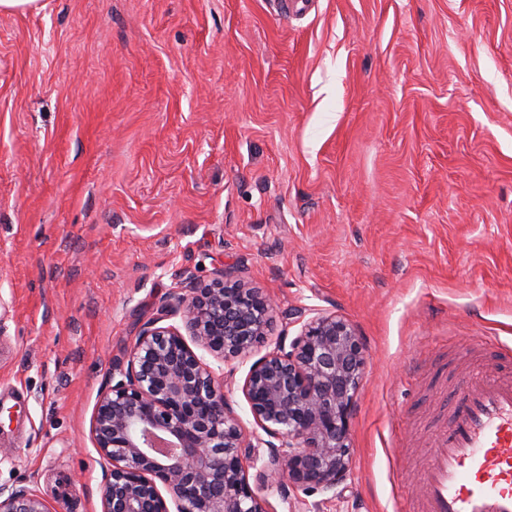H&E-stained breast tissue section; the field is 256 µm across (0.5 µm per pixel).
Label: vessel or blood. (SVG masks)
I'll return each mask as SVG.
<instances>
[{"label": "vessel or blood", "instance_id": "vessel-or-blood-1", "mask_svg": "<svg viewBox=\"0 0 512 512\" xmlns=\"http://www.w3.org/2000/svg\"><path fill=\"white\" fill-rule=\"evenodd\" d=\"M419 482L420 512H512V379L466 388Z\"/></svg>", "mask_w": 512, "mask_h": 512}]
</instances>
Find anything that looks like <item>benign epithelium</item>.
Returning a JSON list of instances; mask_svg holds the SVG:
<instances>
[{
	"mask_svg": "<svg viewBox=\"0 0 512 512\" xmlns=\"http://www.w3.org/2000/svg\"><path fill=\"white\" fill-rule=\"evenodd\" d=\"M274 312L269 296L218 269L206 283L187 274L142 324L91 419L106 474L101 512H268L258 486L269 481L337 494L366 367L354 325L318 312L252 362L242 393L265 439L245 432L224 380L197 353L251 358ZM0 512L52 510L35 492L0 486Z\"/></svg>",
	"mask_w": 512,
	"mask_h": 512,
	"instance_id": "benign-epithelium-1",
	"label": "benign epithelium"
}]
</instances>
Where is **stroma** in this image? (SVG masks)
<instances>
[{
	"label": "stroma",
	"mask_w": 512,
	"mask_h": 512,
	"mask_svg": "<svg viewBox=\"0 0 512 512\" xmlns=\"http://www.w3.org/2000/svg\"><path fill=\"white\" fill-rule=\"evenodd\" d=\"M0 13V486L101 512L114 360L190 271L365 346L350 476L270 512H407L512 344V0H40ZM249 361L214 363L246 431Z\"/></svg>",
	"instance_id": "35a3bbf8"
}]
</instances>
